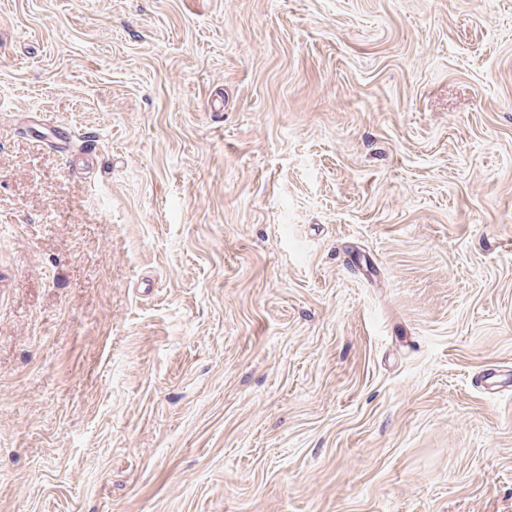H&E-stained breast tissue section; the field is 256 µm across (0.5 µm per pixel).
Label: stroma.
<instances>
[{
	"label": "stroma",
	"instance_id": "1",
	"mask_svg": "<svg viewBox=\"0 0 512 512\" xmlns=\"http://www.w3.org/2000/svg\"><path fill=\"white\" fill-rule=\"evenodd\" d=\"M0 512H512V0H0Z\"/></svg>",
	"mask_w": 512,
	"mask_h": 512
}]
</instances>
